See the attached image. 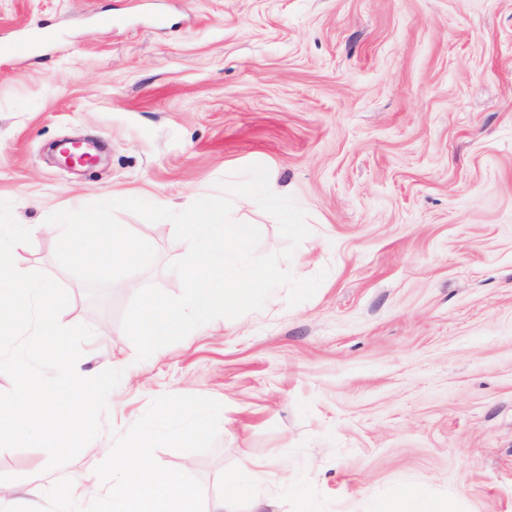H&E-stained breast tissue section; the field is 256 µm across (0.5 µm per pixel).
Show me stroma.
Here are the masks:
<instances>
[{"label": "stroma", "instance_id": "stroma-1", "mask_svg": "<svg viewBox=\"0 0 512 512\" xmlns=\"http://www.w3.org/2000/svg\"><path fill=\"white\" fill-rule=\"evenodd\" d=\"M0 200L21 224L110 195L179 211L257 163L311 230L284 267L323 275L291 307L219 318L137 361L122 327L143 287L182 291L171 222L121 210L157 259L91 298L50 234L13 250L56 279L83 323L87 376L126 361L102 432L66 465L0 450V496L94 471L165 394L223 405L205 453L154 457L205 497L263 464L276 512H373L396 485L452 512H512V0H0ZM91 139L100 163L51 160ZM259 253L283 250L277 220Z\"/></svg>", "mask_w": 512, "mask_h": 512}]
</instances>
